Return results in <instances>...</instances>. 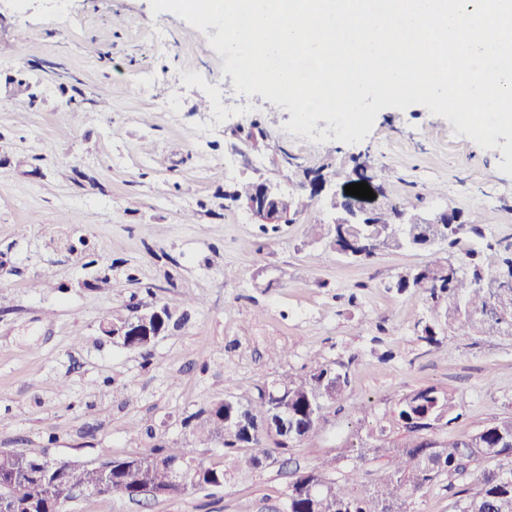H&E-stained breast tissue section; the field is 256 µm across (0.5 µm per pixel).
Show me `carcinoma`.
I'll list each match as a JSON object with an SVG mask.
<instances>
[{
	"label": "carcinoma",
	"mask_w": 512,
	"mask_h": 512,
	"mask_svg": "<svg viewBox=\"0 0 512 512\" xmlns=\"http://www.w3.org/2000/svg\"><path fill=\"white\" fill-rule=\"evenodd\" d=\"M305 178L319 177L342 187L336 202L330 205L331 213L339 214L348 203L359 198L348 195L343 187L365 181L377 193L384 194L388 172L366 161L357 159L348 163L337 157H328L315 168L302 170ZM260 190L255 182H239L226 198L235 202L250 199ZM315 195L303 185L298 192L287 194L283 210H291L297 217L310 208ZM399 223V211L393 207H378L370 224H348L345 234L333 235L327 224L311 225L313 239L331 238V249L338 253L347 247H356L360 260L370 261L384 253L405 248L429 249L433 243L421 233L407 229L403 235H392L387 228ZM448 244V256L437 257L426 266L399 276L394 284L398 290L417 289L431 301L432 306L443 311L445 323L452 336L476 335L483 331L489 313L495 309L506 316L504 326L512 329V288L493 290L485 281L495 277L512 276V257L496 260L489 254L488 245L478 250L463 242V235L443 236ZM461 273L448 276V261ZM442 328L426 324L419 339L430 346H448V337L440 335ZM349 382V366H336L316 361L310 370L290 371L274 381L277 391L288 397V410L293 413L296 435L281 441L260 429V423L270 412L268 391L258 389V403L227 395L192 414L188 424L197 444L207 446L216 441L224 447V455L234 456L246 448L249 455L243 463L256 468L263 460L290 449L311 445L320 436L326 410L343 393ZM456 396L435 387L418 389L400 399L392 411L391 421L405 433V438L391 446L382 436L367 435L355 445L357 453L351 468L336 477V459H326L315 471L333 480L331 497L321 508L313 506L304 487L288 495V512H414V504L429 485L448 480L453 491L455 512H512V414L500 417L487 428L480 429L460 439L446 442L444 448L428 447L422 428L438 419L449 426L462 417ZM130 458H111L94 463L73 465L58 462L52 473L43 479L35 478L42 471L45 457L13 449H0V489L8 486L17 498L27 504L29 512H41L39 506L46 499L62 491H78L90 496V490L105 483L103 494L131 500L139 485L150 484L159 492V499L184 496L174 488L170 477L173 467L188 465V486L195 489L221 487L230 476L222 464L200 462L188 464L187 449L180 446L154 448ZM377 459L383 463L368 471L364 479L360 465ZM470 475L475 487L455 489L454 481Z\"/></svg>",
	"instance_id": "carcinoma-1"
}]
</instances>
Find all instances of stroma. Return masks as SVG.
<instances>
[{
  "instance_id": "1",
  "label": "stroma",
  "mask_w": 512,
  "mask_h": 512,
  "mask_svg": "<svg viewBox=\"0 0 512 512\" xmlns=\"http://www.w3.org/2000/svg\"><path fill=\"white\" fill-rule=\"evenodd\" d=\"M217 33L152 14L150 0H0V448L86 463L176 444L233 471L220 488L78 499L68 512H281L294 468L335 455L350 466L352 442L371 432L402 440L389 413L425 386L455 394L464 414L441 441L512 414V334L424 346L434 308L390 287L446 245L359 264L311 241L325 198L272 239L226 198L247 178L294 189L297 167L335 153L389 168L391 204L462 211L468 239L511 247L505 137L482 149L414 105L382 110L358 144L323 119L326 142L299 141L284 106L236 93L207 46ZM255 123L267 137L258 150L245 140ZM162 305L173 319L145 348L99 329ZM316 357L349 363L350 382L289 463L239 469L219 444L193 442L188 416L227 395L257 400Z\"/></svg>"
}]
</instances>
